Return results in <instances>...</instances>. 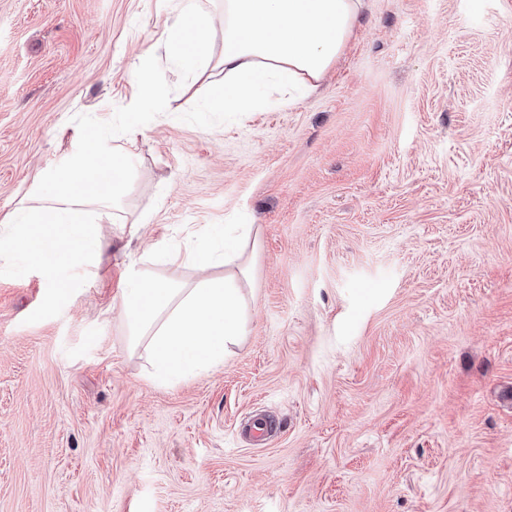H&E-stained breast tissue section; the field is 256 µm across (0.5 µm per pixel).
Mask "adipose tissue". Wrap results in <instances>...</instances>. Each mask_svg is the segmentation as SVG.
I'll return each instance as SVG.
<instances>
[{
	"label": "adipose tissue",
	"instance_id": "obj_1",
	"mask_svg": "<svg viewBox=\"0 0 512 512\" xmlns=\"http://www.w3.org/2000/svg\"><path fill=\"white\" fill-rule=\"evenodd\" d=\"M362 7L363 0H224V84L211 110H250L255 91L267 85L287 92L315 87L354 37ZM249 241L228 240L220 228L206 249L167 253L169 265L225 270L192 283L125 269L120 305L157 381L173 383L223 361L228 345L244 335L239 279L249 272Z\"/></svg>",
	"mask_w": 512,
	"mask_h": 512
}]
</instances>
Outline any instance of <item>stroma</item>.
I'll use <instances>...</instances> for the list:
<instances>
[{"mask_svg": "<svg viewBox=\"0 0 512 512\" xmlns=\"http://www.w3.org/2000/svg\"><path fill=\"white\" fill-rule=\"evenodd\" d=\"M162 68L167 111L99 261L60 316L38 273L0 277V512H512V0H365L320 86L214 112ZM168 19L163 0H0V217L110 120ZM250 224L246 332L223 362L151 376L120 275L172 269ZM278 428L263 446L251 417Z\"/></svg>", "mask_w": 512, "mask_h": 512, "instance_id": "35a3bbf8", "label": "stroma"}]
</instances>
